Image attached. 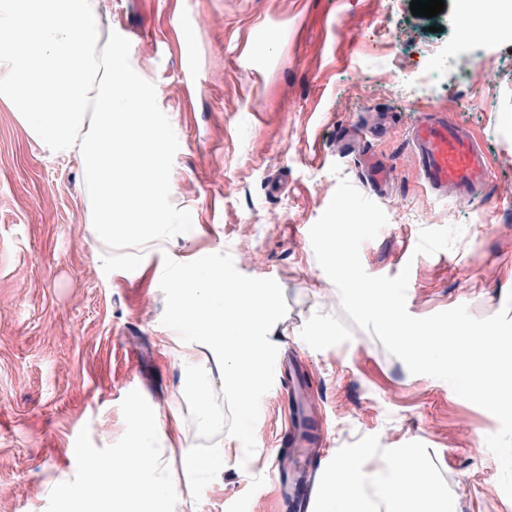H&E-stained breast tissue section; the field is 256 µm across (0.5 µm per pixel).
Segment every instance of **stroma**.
<instances>
[{
  "label": "stroma",
  "mask_w": 512,
  "mask_h": 512,
  "mask_svg": "<svg viewBox=\"0 0 512 512\" xmlns=\"http://www.w3.org/2000/svg\"><path fill=\"white\" fill-rule=\"evenodd\" d=\"M410 2L101 0L104 25L129 40L130 64L154 84L176 134L170 199L192 218L191 231L142 247L131 272L103 271L110 250L89 222L78 161L50 154L0 102V512H90V496L61 498L55 483L87 487L88 458L129 446L136 408L159 415L156 446L182 477L174 495L140 512H275L278 388L260 402L252 457L227 434L198 438L183 358L217 390L220 366L207 345L173 338L162 323L165 258L222 251L243 275L282 286L287 312L272 340L306 360L327 422L323 465L362 448L370 473L405 448L456 512H512L486 444L498 420L448 383L380 356V341L343 312L310 241L345 179L388 217L363 243V266L390 277L410 267L412 316L464 304L487 317L512 292V37L464 45L457 0L432 18L412 15ZM431 109L483 141L486 198L438 200L422 184L405 128ZM366 152L388 162L387 191H369ZM447 225L463 228L452 249L415 255L420 229ZM216 448L223 472L182 476L185 451Z\"/></svg>",
  "instance_id": "1"
}]
</instances>
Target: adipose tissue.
<instances>
[{
    "mask_svg": "<svg viewBox=\"0 0 512 512\" xmlns=\"http://www.w3.org/2000/svg\"><path fill=\"white\" fill-rule=\"evenodd\" d=\"M133 426L131 444L123 452L125 465H116L111 457H96L88 464L99 512H129L132 505L166 498L177 485L171 474L160 482L146 478L162 467L154 448L163 429L157 415L138 411ZM364 454V449L355 448L337 457L324 477L319 512H454L447 490L426 477L419 456L403 451L388 455L383 469L366 475L357 466Z\"/></svg>",
    "mask_w": 512,
    "mask_h": 512,
    "instance_id": "ef3b65f1",
    "label": "adipose tissue"
}]
</instances>
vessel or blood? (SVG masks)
I'll list each match as a JSON object with an SVG mask.
<instances>
[{"label":"vessel or blood","instance_id":"vessel-or-blood-1","mask_svg":"<svg viewBox=\"0 0 512 512\" xmlns=\"http://www.w3.org/2000/svg\"><path fill=\"white\" fill-rule=\"evenodd\" d=\"M407 140L423 185L436 197L466 204L483 197L492 182L487 150L481 139L464 124L439 110L421 112L407 128ZM365 180L382 190L389 183V167L380 157H362ZM280 391L289 403L283 410L281 446L292 449L297 459L293 474L271 475L278 506L295 501L299 512H314V475L308 467V451L320 447L326 432L321 413L304 405L311 382L301 361L286 355L276 362Z\"/></svg>","mask_w":512,"mask_h":512}]
</instances>
